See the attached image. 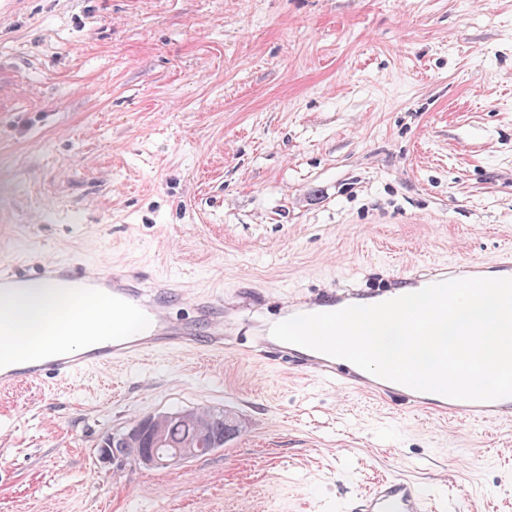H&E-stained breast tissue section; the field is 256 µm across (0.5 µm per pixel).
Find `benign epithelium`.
<instances>
[{
    "instance_id": "obj_1",
    "label": "benign epithelium",
    "mask_w": 512,
    "mask_h": 512,
    "mask_svg": "<svg viewBox=\"0 0 512 512\" xmlns=\"http://www.w3.org/2000/svg\"><path fill=\"white\" fill-rule=\"evenodd\" d=\"M202 430L198 440L183 448L164 447L163 424L165 416H148L136 421L131 428L118 438L112 439V447L103 448L101 456L122 467L147 466L149 468H169L203 458L217 450L223 443V437L240 431L238 419L226 414L224 436H215L211 431L210 420L204 411L195 409L189 412Z\"/></svg>"
}]
</instances>
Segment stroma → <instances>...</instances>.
Wrapping results in <instances>:
<instances>
[{
    "instance_id": "1",
    "label": "stroma",
    "mask_w": 512,
    "mask_h": 512,
    "mask_svg": "<svg viewBox=\"0 0 512 512\" xmlns=\"http://www.w3.org/2000/svg\"><path fill=\"white\" fill-rule=\"evenodd\" d=\"M512 251V0H0V267L146 266L235 350L0 392V512H348L400 474L512 512V421L260 361L288 297ZM223 409L209 456L113 472L134 421Z\"/></svg>"
}]
</instances>
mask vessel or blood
Segmentation results:
<instances>
[{
    "instance_id": "obj_1",
    "label": "vessel or blood",
    "mask_w": 512,
    "mask_h": 512,
    "mask_svg": "<svg viewBox=\"0 0 512 512\" xmlns=\"http://www.w3.org/2000/svg\"><path fill=\"white\" fill-rule=\"evenodd\" d=\"M473 277H512V253H504L492 262H473L448 269L411 270L396 276L388 289L371 297L356 288L327 289L313 299L287 303L283 316L288 319L300 314L336 311L354 304H377L443 280ZM41 283H56L83 294L108 295L114 316L139 315L143 338L139 341L115 338L83 355H73L64 349L23 366L0 363L1 388L67 378L91 367L107 366L133 356L145 357L149 355L151 346L158 344L179 349L204 346L216 350L224 349L226 345L223 299H195L193 306L198 314L197 320H172L167 313L170 282L148 278L141 268L120 266L108 271L48 260L34 273L21 269L0 270V292ZM203 331L208 334L204 340L199 337ZM266 347L286 357L289 364L307 375L338 382L348 389L365 390L385 399H395L410 409L435 415L448 414L470 423L488 424L512 418V397L474 402L418 392L367 373L347 360L310 348L272 340L267 341ZM352 509L353 512H442V505L424 494L415 483L388 476L353 501Z\"/></svg>"
}]
</instances>
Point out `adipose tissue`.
Segmentation results:
<instances>
[{
  "label": "adipose tissue",
  "mask_w": 512,
  "mask_h": 512,
  "mask_svg": "<svg viewBox=\"0 0 512 512\" xmlns=\"http://www.w3.org/2000/svg\"><path fill=\"white\" fill-rule=\"evenodd\" d=\"M15 333L0 336V357L17 362L39 359L67 343L83 348L86 332L104 336H129L133 317L115 321L107 299L72 301L64 294L44 289L34 295L11 299Z\"/></svg>",
  "instance_id": "adipose-tissue-1"
}]
</instances>
